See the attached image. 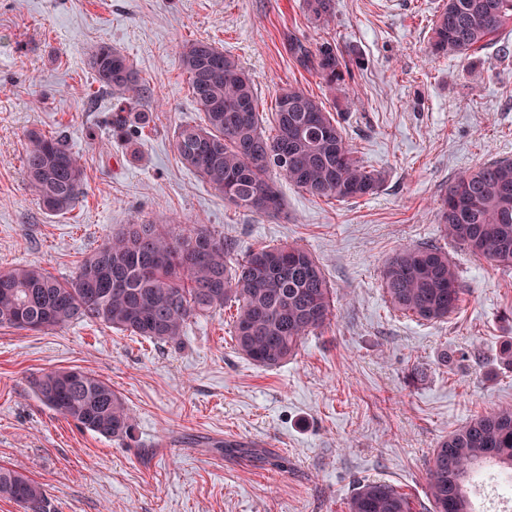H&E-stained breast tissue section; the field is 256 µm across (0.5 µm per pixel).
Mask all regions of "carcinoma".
<instances>
[{"label": "carcinoma", "instance_id": "carcinoma-1", "mask_svg": "<svg viewBox=\"0 0 512 512\" xmlns=\"http://www.w3.org/2000/svg\"><path fill=\"white\" fill-rule=\"evenodd\" d=\"M303 5L319 24L332 18L334 0H303ZM509 24L512 0H442L430 47L435 53L466 54ZM290 49L330 89L342 88L351 77L354 59L334 42L312 48L295 40ZM179 58L204 122L178 126L174 148L228 203L256 216L280 213L282 197L269 176L272 170L319 198L345 201L381 188L383 175L354 155L339 120L299 86L280 87L270 135L253 80L234 58L203 40L183 46ZM90 68L99 87L121 103L147 94L127 57L110 45L94 51ZM23 173L46 212L62 214L76 205L84 170L66 137L30 133ZM438 219L452 242L512 269V160L459 173L441 199ZM381 281L397 311L422 320L446 319L463 301L457 269L437 245L400 250L383 267ZM228 304L236 306L235 350L266 368L292 359L303 339L334 312L330 283L308 250L264 246L239 260L203 224L186 235L149 221L128 224L66 279L36 265L0 270V327L41 331L87 320L177 344L188 321ZM31 385L43 405L89 431L126 437L134 429L120 393L99 377L53 370ZM487 463L500 468L503 484H512V407L470 420L435 448L428 473L433 512H474L468 486ZM0 497L19 503L24 512H47L43 485L1 465ZM349 512H412V507L393 485L367 481L358 484Z\"/></svg>", "mask_w": 512, "mask_h": 512}]
</instances>
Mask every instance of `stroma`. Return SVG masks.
I'll use <instances>...</instances> for the list:
<instances>
[{"instance_id":"35a3bbf8","label":"stroma","mask_w":512,"mask_h":512,"mask_svg":"<svg viewBox=\"0 0 512 512\" xmlns=\"http://www.w3.org/2000/svg\"><path fill=\"white\" fill-rule=\"evenodd\" d=\"M441 0H334L328 25L303 0H0V269L36 264L64 279L139 221L204 224L237 253L296 244L337 301L297 356L267 369L236 353L235 307L192 319L181 344L90 321L0 328V465L41 483L50 512H348L359 482L384 481L431 512L433 450L474 416L512 407V270L446 240L436 201L459 172L512 158V27L475 53L432 54ZM336 42L357 60L331 91L289 51ZM211 42L251 76L264 120L293 83L336 113L355 156L384 172L377 194L317 198L282 184L278 217L225 203L180 162L176 126L202 118L179 62ZM119 49L151 92L145 122L112 134L118 106L89 66ZM66 135L84 168L67 213H46L22 175L30 132ZM446 248L465 289L444 322L395 311L381 287L400 249ZM80 369L110 382L133 416L107 438L44 406L33 377ZM233 442L262 458L230 457ZM286 460L287 469L276 466Z\"/></svg>"}]
</instances>
